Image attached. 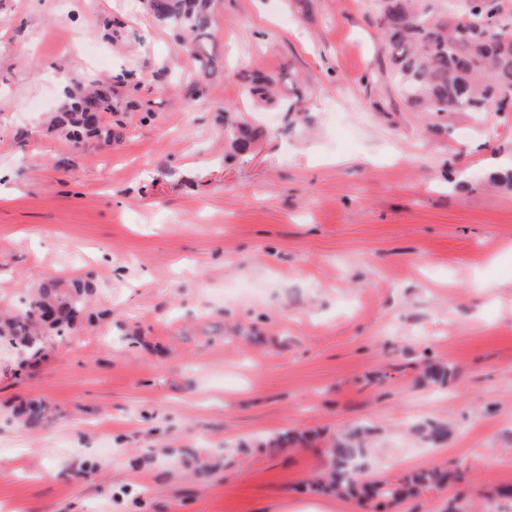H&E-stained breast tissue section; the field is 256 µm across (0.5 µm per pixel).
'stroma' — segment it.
Returning a JSON list of instances; mask_svg holds the SVG:
<instances>
[{"mask_svg": "<svg viewBox=\"0 0 512 512\" xmlns=\"http://www.w3.org/2000/svg\"><path fill=\"white\" fill-rule=\"evenodd\" d=\"M206 47L199 96L145 0H0V309L96 280L28 375L0 349V512H372L314 487L357 426L371 477L469 472L385 512H505L512 108H408L373 0H214ZM244 71L299 91L249 104ZM105 77L124 135L71 150L47 117ZM287 430L315 442L273 446ZM410 431L421 440L431 444H440L448 436V427L438 422H418L411 426Z\"/></svg>", "mask_w": 512, "mask_h": 512, "instance_id": "1", "label": "stroma"}]
</instances>
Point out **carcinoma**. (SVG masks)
<instances>
[{"label": "carcinoma", "mask_w": 512, "mask_h": 512, "mask_svg": "<svg viewBox=\"0 0 512 512\" xmlns=\"http://www.w3.org/2000/svg\"><path fill=\"white\" fill-rule=\"evenodd\" d=\"M212 0H148L152 14L182 34V49L196 62L195 93L203 94L200 80L213 69L201 51L202 38L213 25ZM381 45L389 74L406 102L417 112H498L512 106V14H504L501 0H464L463 6L442 16L432 15L427 0H377ZM247 96L269 100L275 79L259 72H244ZM69 104L52 119V128L78 150L87 138L110 145L116 135L112 121V84L93 82L67 88ZM237 153L249 151L252 133L240 125L231 132ZM95 284L80 277H50L19 308L0 316V342L21 351L24 368L44 351V331L62 336L71 330L92 295ZM46 418V408L31 403L21 412L24 427ZM410 431L421 440L440 444L448 427L418 422ZM330 452L327 486L340 496L372 501H397L406 494L437 488L449 481L469 482L467 471L452 474L427 470L411 476L399 489L383 480L366 479L368 433L363 429L336 436Z\"/></svg>", "instance_id": "carcinoma-1"}]
</instances>
